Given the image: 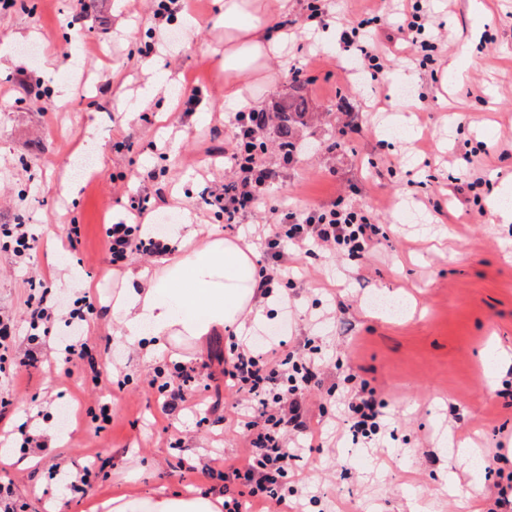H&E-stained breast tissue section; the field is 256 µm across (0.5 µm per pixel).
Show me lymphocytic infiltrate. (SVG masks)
Returning a JSON list of instances; mask_svg holds the SVG:
<instances>
[{
    "label": "lymphocytic infiltrate",
    "instance_id": "lymphocytic-infiltrate-1",
    "mask_svg": "<svg viewBox=\"0 0 512 512\" xmlns=\"http://www.w3.org/2000/svg\"><path fill=\"white\" fill-rule=\"evenodd\" d=\"M273 120L272 113L260 110L233 113V145L226 159L232 176L224 183L207 187L202 200L209 211L223 216L226 226L239 223L268 197L281 176L280 167L267 165L264 133ZM149 194L131 198L125 220L108 225L105 246L112 265L126 262L132 255H159L167 250L158 238H140L138 232L153 212ZM380 227L372 213L347 206L336 200L331 206L319 207L297 214L287 212L274 229L263 230L257 238L266 255L259 268L258 288L271 293L275 284L286 281L288 256L284 245L313 256L315 251L326 254H347L357 258L378 241ZM32 293L27 301V316L17 322L14 315L0 311V350L9 351L13 359L24 366L37 363L32 349L11 351L10 341L19 329H26L30 340L50 335L56 321H64L71 333L65 339L61 353L64 362L85 360L87 344L81 339V328L96 306L90 296L77 298L72 308L49 302L44 281L29 276ZM322 369L320 357L297 358L278 354L276 348L257 354L245 347L232 346L231 357L224 368L225 385L235 397L239 423L250 434L249 448L239 459L226 461L220 476L239 483L237 496L224 503V512H245L258 502L275 501L287 507L288 498L277 487L293 461L299 460L302 445L290 439V431H301L298 422L300 401L317 379ZM196 381L194 369H182L165 381L150 380L149 386L165 395L168 410L194 407L191 388ZM382 403L373 388L362 390L344 402V415L353 436L370 438L380 430Z\"/></svg>",
    "mask_w": 512,
    "mask_h": 512
}]
</instances>
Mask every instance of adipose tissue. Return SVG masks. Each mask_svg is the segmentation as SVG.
Masks as SVG:
<instances>
[{"label":"adipose tissue","mask_w":512,"mask_h":512,"mask_svg":"<svg viewBox=\"0 0 512 512\" xmlns=\"http://www.w3.org/2000/svg\"><path fill=\"white\" fill-rule=\"evenodd\" d=\"M289 0H280L278 16H267L262 0H222L225 72L242 74L278 56L282 32L279 16ZM169 255L155 267L129 270L112 304V319L123 336L139 343L145 358L160 356L169 343L200 340L216 331L242 333L247 321L262 322L268 305L254 297L258 270L249 246L221 237L184 252L171 242ZM222 497L157 495L150 499L116 498L107 512H220Z\"/></svg>","instance_id":"adipose-tissue-1"}]
</instances>
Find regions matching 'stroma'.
Listing matches in <instances>:
<instances>
[{
  "label": "stroma",
  "mask_w": 512,
  "mask_h": 512,
  "mask_svg": "<svg viewBox=\"0 0 512 512\" xmlns=\"http://www.w3.org/2000/svg\"><path fill=\"white\" fill-rule=\"evenodd\" d=\"M429 14L438 45L434 64L393 41L414 2ZM311 0H292L296 26L278 75L259 67L238 82L257 107L277 112L300 68L311 120L295 133L309 144L274 186L261 212L235 230L199 208L207 183L228 175L224 150L232 138L224 120V29L216 0H188L183 17L159 21L152 0H16L0 8V224L23 217L36 242L19 267L0 249V310L24 319L26 270L38 271L62 299L89 293L97 310L86 340L103 375L57 357L54 337L41 338V369L15 366L0 378L9 399L0 434L37 424L52 438L44 452H11L0 483H12L24 512H90L119 497L159 492L223 495V481L205 475L247 446L224 387L232 339L216 332L171 344L158 360L118 336L112 294L125 268L109 265L107 224L126 215L130 196L149 188L159 211L178 224L251 240L255 224L277 212L301 211L336 198L376 215L388 239L362 259L321 254L298 258L288 290L290 310L257 327L250 346L266 337L286 353L318 345L322 385L302 400L314 432L311 448L288 470L299 512H471V485L481 487V512H500L498 486L512 482V223L491 208L495 190L512 182V0H492L483 24L470 0H320L328 22L343 28L360 15L362 31L383 55V72H349L340 48L316 45L306 20ZM486 30L476 57L463 47L473 27ZM76 53L85 91L63 74ZM165 60L163 70L155 57ZM416 74L403 84L401 71ZM415 100L419 137L393 138L384 113L389 100ZM490 187L460 202L455 189L475 178ZM78 192H71V183ZM447 197L442 210L436 198ZM80 226L77 256L68 260L67 224ZM392 296L405 317L378 312L367 298ZM196 367L201 405L172 416L149 389L157 368ZM125 380L124 389L113 386ZM385 403V428L370 443H354L342 423V399L361 385ZM112 403V423L96 431L90 415ZM485 458L484 468L470 463ZM91 467L86 494L69 492L52 472Z\"/></svg>",
  "instance_id": "obj_1"
}]
</instances>
